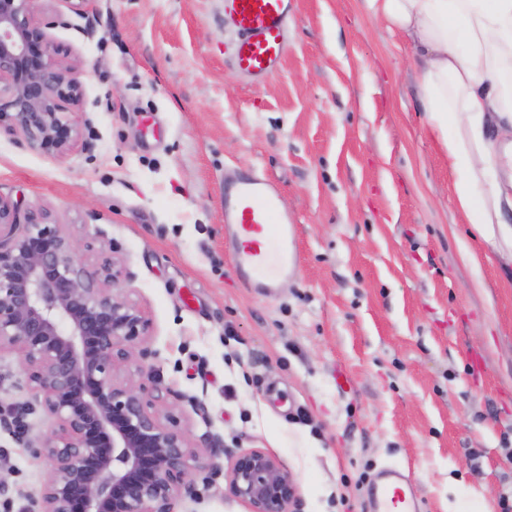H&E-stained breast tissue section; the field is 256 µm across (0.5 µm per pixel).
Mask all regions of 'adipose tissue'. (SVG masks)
<instances>
[{"instance_id":"ef3b65f1","label":"adipose tissue","mask_w":512,"mask_h":512,"mask_svg":"<svg viewBox=\"0 0 512 512\" xmlns=\"http://www.w3.org/2000/svg\"><path fill=\"white\" fill-rule=\"evenodd\" d=\"M416 50L430 133L478 233L512 254V0H367Z\"/></svg>"}]
</instances>
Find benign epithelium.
Instances as JSON below:
<instances>
[{
  "instance_id": "7a95c632",
  "label": "benign epithelium",
  "mask_w": 512,
  "mask_h": 512,
  "mask_svg": "<svg viewBox=\"0 0 512 512\" xmlns=\"http://www.w3.org/2000/svg\"><path fill=\"white\" fill-rule=\"evenodd\" d=\"M32 0H0V130L47 156H66L80 139L65 115L83 88L53 58ZM18 205L0 197V348L20 357L32 400L54 418L40 451L52 463L40 512H173L195 494L189 462L198 449L224 453V439L193 443L169 413L152 379L121 380L119 368L142 347L149 323L123 294L122 271L94 243L65 233L43 209L18 222ZM95 254L90 261L87 255ZM0 426L26 435L20 416ZM231 494L248 512H292L297 485L272 453L229 457Z\"/></svg>"
}]
</instances>
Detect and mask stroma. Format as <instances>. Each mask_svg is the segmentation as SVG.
<instances>
[{
	"label": "stroma",
	"instance_id": "stroma-1",
	"mask_svg": "<svg viewBox=\"0 0 512 512\" xmlns=\"http://www.w3.org/2000/svg\"><path fill=\"white\" fill-rule=\"evenodd\" d=\"M84 96L54 159L0 134V196L42 208L126 272L149 322L147 373L191 440L263 449L293 476L298 512H370L394 466L424 512L512 502V263L455 205L429 135L413 46L366 0H294L280 71L233 65L223 0H36ZM274 181L299 266L273 297L238 279L224 241V175ZM29 399L0 350V409ZM0 429V512H37L52 420ZM226 456L201 451L174 512H248Z\"/></svg>",
	"mask_w": 512,
	"mask_h": 512
}]
</instances>
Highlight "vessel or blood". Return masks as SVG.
<instances>
[{
	"label": "vessel or blood",
	"mask_w": 512,
	"mask_h": 512,
	"mask_svg": "<svg viewBox=\"0 0 512 512\" xmlns=\"http://www.w3.org/2000/svg\"><path fill=\"white\" fill-rule=\"evenodd\" d=\"M224 14L237 38V72L259 85L282 67L292 0H224ZM298 226L279 207V188L265 175L242 171L224 183V235L232 245L241 282L265 296L276 295L298 268ZM375 512H418L407 475L383 469L371 489Z\"/></svg>",
	"instance_id": "obj_1"
}]
</instances>
